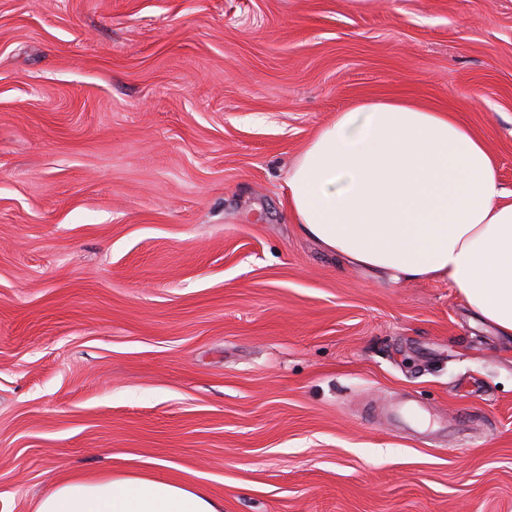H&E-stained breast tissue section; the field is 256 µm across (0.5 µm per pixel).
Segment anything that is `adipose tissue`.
<instances>
[{"label":"adipose tissue","mask_w":512,"mask_h":512,"mask_svg":"<svg viewBox=\"0 0 512 512\" xmlns=\"http://www.w3.org/2000/svg\"><path fill=\"white\" fill-rule=\"evenodd\" d=\"M301 231L395 281L450 283L512 337V190L484 140L447 112L365 100L322 126L286 173ZM203 484L156 470L59 481L32 512H223Z\"/></svg>","instance_id":"1"}]
</instances>
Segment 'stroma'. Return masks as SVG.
I'll list each match as a JSON object with an SVG mask.
<instances>
[{
    "mask_svg": "<svg viewBox=\"0 0 512 512\" xmlns=\"http://www.w3.org/2000/svg\"><path fill=\"white\" fill-rule=\"evenodd\" d=\"M387 97L512 190V0H0V512L157 460L224 512H512V339L288 211Z\"/></svg>",
    "mask_w": 512,
    "mask_h": 512,
    "instance_id": "stroma-1",
    "label": "stroma"
}]
</instances>
